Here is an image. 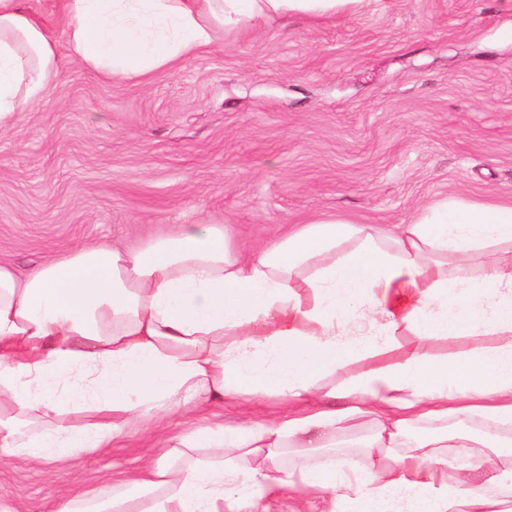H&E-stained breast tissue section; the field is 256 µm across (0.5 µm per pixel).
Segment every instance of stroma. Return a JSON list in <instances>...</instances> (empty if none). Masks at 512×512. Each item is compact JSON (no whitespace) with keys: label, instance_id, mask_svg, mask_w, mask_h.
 Returning a JSON list of instances; mask_svg holds the SVG:
<instances>
[{"label":"stroma","instance_id":"stroma-1","mask_svg":"<svg viewBox=\"0 0 512 512\" xmlns=\"http://www.w3.org/2000/svg\"><path fill=\"white\" fill-rule=\"evenodd\" d=\"M512 7L392 0L313 23L217 32L145 78L61 66L0 133V264L27 273L82 244L130 248L220 224L248 255L299 225L412 223L444 197L512 204ZM326 399H227L107 447L0 464L16 512L124 488L155 448L203 426L306 414Z\"/></svg>","mask_w":512,"mask_h":512}]
</instances>
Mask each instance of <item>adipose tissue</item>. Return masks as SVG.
Returning <instances> with one entry per match:
<instances>
[{"label": "adipose tissue", "instance_id": "obj_1", "mask_svg": "<svg viewBox=\"0 0 512 512\" xmlns=\"http://www.w3.org/2000/svg\"><path fill=\"white\" fill-rule=\"evenodd\" d=\"M369 0H59L65 54L28 0H0V132L41 99L61 58L113 78L172 67L218 29L281 17L357 15ZM512 205L440 199L389 229L304 224L249 256L218 224H185L147 247L81 246L26 275L0 265V462L93 450L142 418L249 395L298 398L348 363L414 340L341 388L345 410L257 427H205L157 448L96 512H238L241 489L298 488L326 512H512V467L472 451L449 419L512 428ZM485 253L479 278L467 255ZM495 346L437 357L433 338L475 331ZM94 414L61 423L64 408ZM375 426L357 468L336 455L352 417ZM428 422L409 433L414 422ZM307 455L281 469L285 448ZM180 465H173V458Z\"/></svg>", "mask_w": 512, "mask_h": 512}]
</instances>
